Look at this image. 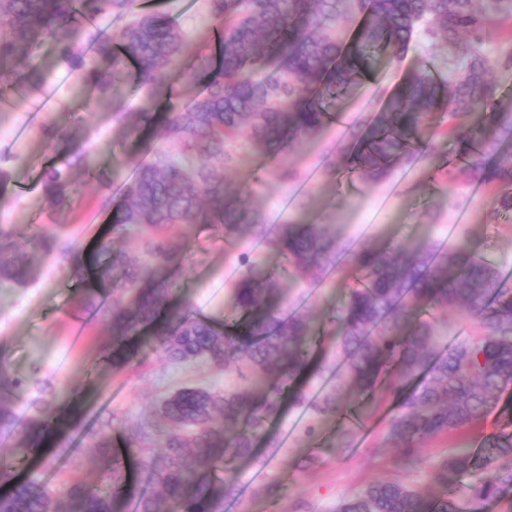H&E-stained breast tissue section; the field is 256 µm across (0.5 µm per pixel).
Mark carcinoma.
Wrapping results in <instances>:
<instances>
[{"label":"carcinoma","mask_w":512,"mask_h":512,"mask_svg":"<svg viewBox=\"0 0 512 512\" xmlns=\"http://www.w3.org/2000/svg\"><path fill=\"white\" fill-rule=\"evenodd\" d=\"M136 0H0V90L38 87L42 73L33 59L51 41L56 57L101 96L133 71L152 97L172 94L170 72L182 64L185 36L167 13L140 15ZM217 40L204 66L183 68V81L209 74L205 90L169 111L163 124L171 147L146 154L132 175L119 170L100 178L104 189L123 184L124 202L110 211L112 230L137 242L130 260L106 243L105 265L96 275L112 298L84 297L94 319L112 336V368L139 359L130 340L151 332L154 348L173 364L205 362L216 370L234 368L245 387L218 391L182 387L153 412L123 427L115 446L112 423L102 422L89 447L103 462L108 488L69 482L60 488L39 477L19 478L0 466V512H224L239 494L235 464L254 454L267 422L281 401L307 403L296 386L320 343L314 316L288 308L285 285H321L351 266L359 272L341 308L332 312L346 377L314 405L323 420L341 414L345 384L364 400V416L378 402H397L388 435L408 469L421 464L418 449L445 435L461 437L497 405L512 385V288L497 269L481 260L469 241L380 244L371 238L339 243L320 224H269L266 214L232 191L223 166L241 164L248 154L236 139L245 135L256 154L276 159L288 149L314 144L331 119L322 100L351 85L367 60L380 51L399 63L412 41L426 35L448 47L449 79L424 70L409 75L388 108L373 116L364 132L343 150L346 165L362 178L379 180L423 157L420 128L433 113L445 117V133L457 146L464 169L482 173L498 148L512 141V109L498 98L496 73L512 68V48L496 58L484 50L488 30L512 42V0H209ZM132 19L117 33L94 28L97 19ZM109 61L112 75L87 64V55ZM484 121L471 123L473 114ZM149 110L129 115L127 134L140 136L154 124ZM52 143L72 145L59 164L46 167L40 184L48 205L69 209L76 170L92 169L80 129L44 128ZM496 191L484 219L493 224L512 212V160L497 164ZM205 224L232 242L248 235L278 252L283 273L266 271L247 253L220 322L172 303L183 243L168 230ZM0 229V284L23 286L32 271ZM46 253L67 254L71 246L38 233ZM460 310L474 317L477 336L443 344L425 313ZM24 391L0 359V438L30 442L48 432L38 416L19 418L4 394ZM438 491L425 497L397 480L373 482L342 500L335 512H481V506L512 492V431L484 438L481 447L459 445L434 466ZM482 470L485 477L465 498L448 492V476Z\"/></svg>","instance_id":"carcinoma-1"}]
</instances>
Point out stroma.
Instances as JSON below:
<instances>
[{"instance_id":"stroma-1","label":"stroma","mask_w":512,"mask_h":512,"mask_svg":"<svg viewBox=\"0 0 512 512\" xmlns=\"http://www.w3.org/2000/svg\"><path fill=\"white\" fill-rule=\"evenodd\" d=\"M137 9L165 12L176 20L187 37L185 58L214 40L208 0H139ZM446 56L442 45L424 37L413 42L400 65L378 53L359 80L328 104L334 118L315 145L274 161L256 158L227 169L228 184L256 202L273 224H321L348 242L368 236L401 244L418 238H467L484 261L512 273V215L484 224L492 187L488 174L476 176L461 168L454 141L434 126L422 129L427 145L423 161L380 181L357 176L347 189L337 185L339 147L385 110L408 72L423 69L446 79ZM35 62L43 71L42 88H14L0 106V169L10 174L0 194V228L34 266L27 285L0 287V358L26 383L24 392L13 398L17 413L42 415L51 425L21 473L47 460L51 467L42 476L52 484L95 482L101 468L88 441L101 420L136 419L185 386L224 391L243 382L236 370L218 373L201 362L176 366L156 351L144 352L140 365L125 372L112 370L106 359L111 337L85 308V285L74 277L71 258L38 252L33 233L39 229L59 236L76 254L92 256L98 239L109 231L107 212L100 206L99 175L115 168L130 172L143 159L138 138L126 133V115L148 107L162 114L166 107L150 104L132 78L123 84L119 100L101 97L82 85L79 72L57 63L51 44L37 51ZM48 125L81 126L83 144L99 171L95 177L76 173V201L65 210L50 209L39 184L42 168L66 154L64 144L46 143L42 130ZM463 214L468 217L464 223L459 220ZM173 233L184 244L175 299L205 316L223 318L240 275L237 254L251 252L270 270L280 266L274 249L247 238L230 244L200 224L178 225ZM352 284V279L334 275L320 288L290 289L289 303L324 314L344 303ZM341 370L342 360L327 340L303 378L307 405L284 402L279 419L258 439L255 455L238 462L239 494L225 502L224 512H334L341 499L379 479L433 491L429 470L404 469L388 440L392 401H385L373 417L372 433L364 442L347 452L336 448L339 421L321 420L313 404L335 386ZM45 383L55 388V397L42 393Z\"/></svg>"}]
</instances>
